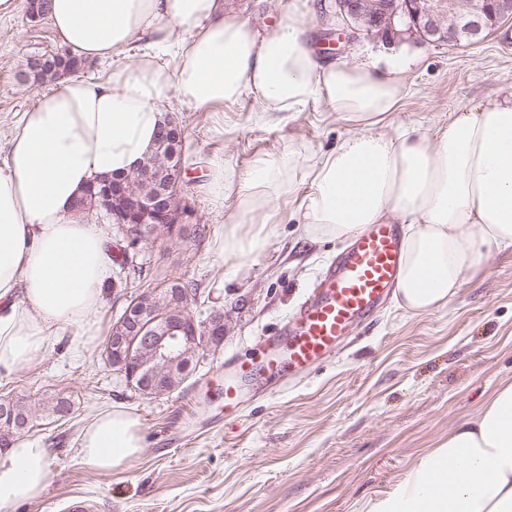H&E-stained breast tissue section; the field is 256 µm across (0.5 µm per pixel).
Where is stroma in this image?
Returning <instances> with one entry per match:
<instances>
[{
  "mask_svg": "<svg viewBox=\"0 0 512 512\" xmlns=\"http://www.w3.org/2000/svg\"><path fill=\"white\" fill-rule=\"evenodd\" d=\"M60 47L50 22L30 26L24 8L0 17L1 139L47 91L18 83L17 71L31 56ZM400 52L411 60L405 73L411 94L389 127L433 131L451 113L512 90V21L471 46H388L361 38L344 56L381 61ZM163 110L184 131L181 221L200 232L138 245L142 276L109 289L101 338L82 356L60 342L31 368L0 375V401L33 402L55 392L73 403L67 420L27 430L51 448V475L40 500L11 512H71L77 500L89 501L91 512H366L447 440L453 424L474 414L497 386L512 383V250L493 254L445 308L413 314L387 301L316 370L248 394L232 418L200 412L203 397L222 403L225 363L249 355L260 337L283 324L344 247L311 242L288 223L242 265L226 262L217 235L235 203L211 205L206 158L219 153L241 166L295 141L328 151L351 126L318 102L262 121L248 96L225 107L218 138L212 112L178 103ZM173 279L198 284L204 311L223 310L224 347L181 388L146 396L106 362L103 339L130 300ZM112 407L141 417L145 447L125 468L102 476L84 469L77 443L82 427Z\"/></svg>",
  "mask_w": 512,
  "mask_h": 512,
  "instance_id": "obj_1",
  "label": "stroma"
}]
</instances>
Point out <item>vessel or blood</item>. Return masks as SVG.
Returning a JSON list of instances; mask_svg holds the SVG:
<instances>
[{
	"mask_svg": "<svg viewBox=\"0 0 512 512\" xmlns=\"http://www.w3.org/2000/svg\"><path fill=\"white\" fill-rule=\"evenodd\" d=\"M402 247L396 225L373 224L342 250L277 335L260 338L245 360L224 369V411L236 412L244 385L281 383L336 356L351 328L394 294Z\"/></svg>",
	"mask_w": 512,
	"mask_h": 512,
	"instance_id": "b4317fda",
	"label": "vessel or blood"
}]
</instances>
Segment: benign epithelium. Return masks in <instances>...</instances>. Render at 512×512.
Instances as JSON below:
<instances>
[{
	"mask_svg": "<svg viewBox=\"0 0 512 512\" xmlns=\"http://www.w3.org/2000/svg\"><path fill=\"white\" fill-rule=\"evenodd\" d=\"M324 24L319 45L326 54H339L362 36L387 45L409 39L420 44L469 46L485 39L504 20L512 18V0H321ZM162 145L170 146L171 167L167 179L151 188L146 201L128 195L125 180H140L149 171L145 160L135 170L112 181L88 188L78 200L92 202L112 215L116 237L135 248L158 231L186 238L195 225L176 223L178 204L175 187L184 170L179 151L183 133L165 119L157 133ZM193 294L175 287L159 299L146 295L124 307L105 358L125 379L128 387L154 395L168 372L191 369L203 356L224 345V311L216 309L197 323L192 312Z\"/></svg>",
	"mask_w": 512,
	"mask_h": 512,
	"instance_id": "7a95c632",
	"label": "benign epithelium"
}]
</instances>
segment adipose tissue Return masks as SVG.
I'll list each match as a JSON object with an SVG mask.
<instances>
[{"label":"adipose tissue","mask_w":512,"mask_h":512,"mask_svg":"<svg viewBox=\"0 0 512 512\" xmlns=\"http://www.w3.org/2000/svg\"><path fill=\"white\" fill-rule=\"evenodd\" d=\"M279 10L262 31L227 0H50L51 25L73 55L94 62L141 42L148 49L105 76L59 80L0 146V374L30 368L58 337L77 357L99 337L116 262L75 201L146 158L160 106L172 100L220 112L250 95L264 114L319 102L355 126L328 152L292 143L241 167L207 159L210 199L235 202L222 230L227 260L244 262L291 219L313 240L399 224L394 297L420 314L446 306L492 254L512 249V92L452 113L431 134L380 131L408 94L407 59L321 58L299 0H280ZM143 446L141 418L112 408L84 425L78 455L107 476ZM51 463L50 449L26 437L0 452V512L41 499ZM367 512H512V383Z\"/></svg>","instance_id":"1"}]
</instances>
